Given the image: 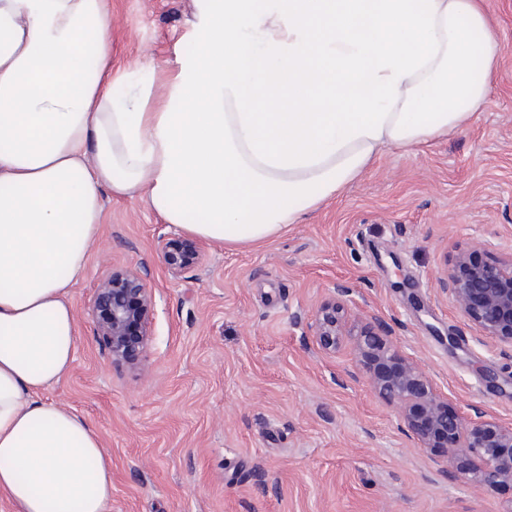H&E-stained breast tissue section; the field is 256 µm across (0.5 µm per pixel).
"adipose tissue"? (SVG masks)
I'll return each instance as SVG.
<instances>
[{
  "label": "adipose tissue",
  "mask_w": 512,
  "mask_h": 512,
  "mask_svg": "<svg viewBox=\"0 0 512 512\" xmlns=\"http://www.w3.org/2000/svg\"><path fill=\"white\" fill-rule=\"evenodd\" d=\"M111 2L0 0V493L18 512L112 503L96 433L39 397L74 360L69 289L104 197L269 240L381 149L467 128L501 54L483 0H194V51L119 99Z\"/></svg>",
  "instance_id": "adipose-tissue-1"
}]
</instances>
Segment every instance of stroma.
<instances>
[{"label": "stroma", "mask_w": 512, "mask_h": 512, "mask_svg": "<svg viewBox=\"0 0 512 512\" xmlns=\"http://www.w3.org/2000/svg\"><path fill=\"white\" fill-rule=\"evenodd\" d=\"M501 56L490 102L466 130L417 152L384 150L356 181L258 245L205 243L181 276L143 201L106 200L100 239L69 290L74 362L41 393L85 418L112 462L110 512H507L512 485L475 493L428 480L429 452L301 325L335 282L393 325L451 409L512 425V356L478 342L438 276L486 241L512 253V0H485ZM194 0H112L113 70L163 79L194 48ZM143 266L156 297L145 370L112 363L86 315L112 264ZM498 375L489 384L485 374Z\"/></svg>", "instance_id": "1"}]
</instances>
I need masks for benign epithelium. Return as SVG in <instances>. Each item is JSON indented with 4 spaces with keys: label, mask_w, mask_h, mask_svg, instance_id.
I'll return each mask as SVG.
<instances>
[{
    "label": "benign epithelium",
    "mask_w": 512,
    "mask_h": 512,
    "mask_svg": "<svg viewBox=\"0 0 512 512\" xmlns=\"http://www.w3.org/2000/svg\"><path fill=\"white\" fill-rule=\"evenodd\" d=\"M169 272L178 276L201 259V245L176 230L160 236ZM479 242L457 253L449 275L438 279L465 321L501 350L512 351V255L477 259ZM155 295L136 265H112L97 282L87 314L114 363L143 369L152 336ZM326 358L351 345L356 364L374 392L390 406L404 435L417 448H442L431 475L461 479L485 492L512 484V425L474 407V416L448 411V395L397 345L394 328L380 316L357 310L353 287L334 283L303 325Z\"/></svg>",
    "instance_id": "7a95c632"
}]
</instances>
